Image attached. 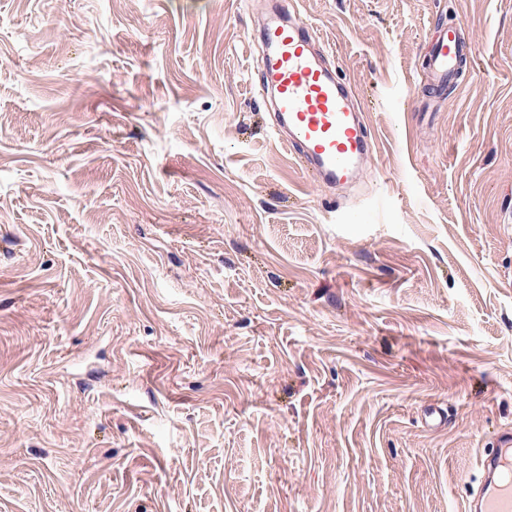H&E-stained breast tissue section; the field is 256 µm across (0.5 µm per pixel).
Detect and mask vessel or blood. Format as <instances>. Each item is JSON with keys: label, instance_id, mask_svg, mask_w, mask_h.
Masks as SVG:
<instances>
[{"label": "vessel or blood", "instance_id": "obj_1", "mask_svg": "<svg viewBox=\"0 0 512 512\" xmlns=\"http://www.w3.org/2000/svg\"><path fill=\"white\" fill-rule=\"evenodd\" d=\"M261 38L267 63L259 86L272 94L275 136L319 185L352 182L374 144L341 79L325 61L320 35L293 13L265 24ZM464 56L458 28L442 30L427 62L430 82L443 88L455 81ZM476 465L481 480L465 512H512V431L497 434Z\"/></svg>", "mask_w": 512, "mask_h": 512}]
</instances>
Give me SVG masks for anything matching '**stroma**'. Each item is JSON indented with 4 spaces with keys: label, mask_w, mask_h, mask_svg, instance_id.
I'll return each instance as SVG.
<instances>
[{
    "label": "stroma",
    "mask_w": 512,
    "mask_h": 512,
    "mask_svg": "<svg viewBox=\"0 0 512 512\" xmlns=\"http://www.w3.org/2000/svg\"><path fill=\"white\" fill-rule=\"evenodd\" d=\"M294 2L375 142L337 196L280 0H0V512H462L512 429V0ZM267 63L258 86L272 94V130L320 186L352 182L374 148L360 112L327 65L320 35L294 10L264 25ZM465 48L457 27H448L435 38L427 62L430 82L443 88L455 81L461 72Z\"/></svg>",
    "instance_id": "obj_1"
}]
</instances>
